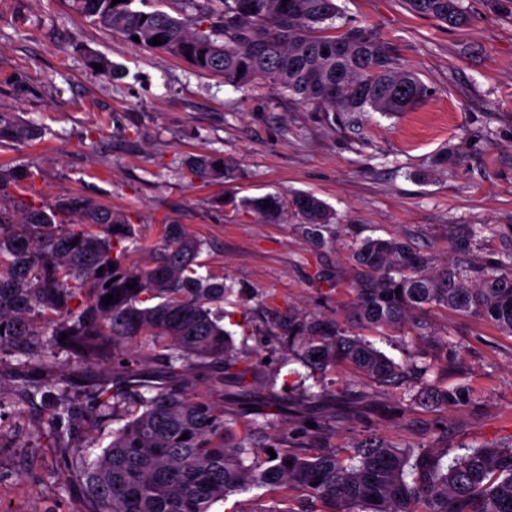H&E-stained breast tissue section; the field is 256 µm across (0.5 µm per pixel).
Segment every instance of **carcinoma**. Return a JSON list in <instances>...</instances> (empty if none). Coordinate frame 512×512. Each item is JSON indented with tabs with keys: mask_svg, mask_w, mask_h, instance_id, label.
I'll use <instances>...</instances> for the list:
<instances>
[{
	"mask_svg": "<svg viewBox=\"0 0 512 512\" xmlns=\"http://www.w3.org/2000/svg\"><path fill=\"white\" fill-rule=\"evenodd\" d=\"M404 2L452 27L468 22L460 0ZM177 4L175 17L155 0H76L90 22L130 41L137 36L140 46L232 86L264 81L320 112H407L427 94L391 43L372 29H361L355 39L347 31L330 33L340 15L336 0ZM156 36L162 44L154 46ZM38 135L37 127L0 114V142ZM188 168L206 181L224 177L225 164L199 156ZM32 179L30 170L0 169V184ZM242 208L265 223L291 213L314 245L327 244L321 228L332 223L333 212L313 194L246 199ZM137 247L136 230L122 215L67 193L26 206L18 219L0 207V351L25 356L40 348L52 359L64 353L84 365L110 361L112 385L90 391L87 402L100 416L112 404L134 406L83 471L90 512H213L215 504L253 488L266 496L254 512H512V443L461 447L447 460L432 447L378 435L330 448L329 423L308 412L295 436H268L269 410L256 411L241 427L224 401L246 393L253 366L224 331V281L198 271L202 242L182 225L167 224L152 262L126 266ZM352 259L359 275L350 288L351 326L290 316L267 332L272 342L288 337L289 350L313 372L346 364L371 383L402 388V400L411 402L402 367L366 334H411L428 342L432 328L421 313L440 309L484 319L512 335V253L479 272L472 285L469 267L435 265L403 239H366ZM133 282L137 286L126 287ZM108 294L114 302L104 305ZM149 360L165 380L143 378L140 362ZM195 363L215 368L208 396L196 394ZM427 384L440 404L472 403L465 387L445 389L435 379ZM38 395L48 409L50 436L62 439L85 420L68 378L21 390L25 400Z\"/></svg>",
	"mask_w": 512,
	"mask_h": 512,
	"instance_id": "carcinoma-1",
	"label": "carcinoma"
}]
</instances>
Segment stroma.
I'll use <instances>...</instances> for the list:
<instances>
[{"label":"stroma","instance_id":"obj_1","mask_svg":"<svg viewBox=\"0 0 512 512\" xmlns=\"http://www.w3.org/2000/svg\"><path fill=\"white\" fill-rule=\"evenodd\" d=\"M338 27H370L417 73L427 96L410 112L354 116L317 112L256 82L235 88L184 61L137 47L83 18L73 0H0V113L38 127L29 143L0 142V166H25L34 180L0 186L14 211L69 193L112 207L134 224L131 264L150 262L161 225L180 224L203 243V272L233 295L223 324L255 365L246 410L265 395L266 373L289 358L270 346L276 318L341 316L357 277L352 248L398 237L437 262L465 259L475 270L512 251V13L488 0H461L469 21L453 28L410 12L403 0H337ZM110 62L113 74L92 59ZM224 158V181L189 173V158ZM309 192L336 214L315 248L297 218L265 224L242 199ZM480 244L457 246L471 225ZM436 341L382 342L395 362L422 365L450 343L439 381L469 387L474 402L445 408L399 390L365 388L361 414L310 387L309 410L334 419L328 444L346 448L378 434L419 446L455 448L512 442V336L489 322L431 311ZM40 356L18 364L0 352V512H89L79 478L65 466L93 460L122 426L128 405L80 423L50 443L46 411L17 401L33 379L61 375Z\"/></svg>","mask_w":512,"mask_h":512}]
</instances>
